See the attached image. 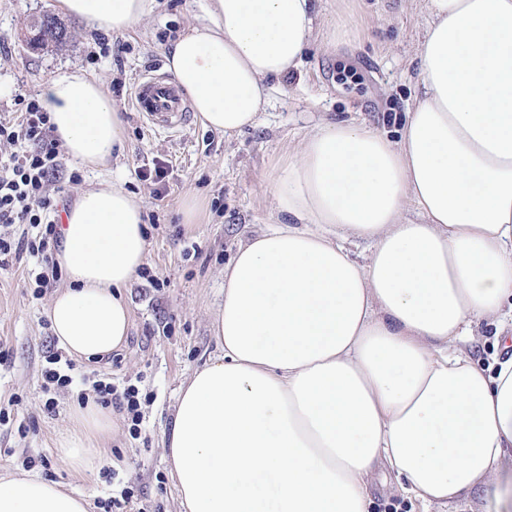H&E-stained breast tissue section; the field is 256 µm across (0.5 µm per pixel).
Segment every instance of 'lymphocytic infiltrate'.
<instances>
[{
  "label": "lymphocytic infiltrate",
  "instance_id": "obj_1",
  "mask_svg": "<svg viewBox=\"0 0 512 512\" xmlns=\"http://www.w3.org/2000/svg\"><path fill=\"white\" fill-rule=\"evenodd\" d=\"M81 180L79 172L65 166L45 101L20 97L16 116L0 118V266L13 256L40 258V272L28 280L34 296H42L62 278L54 260L59 193L62 183ZM91 388L96 402L124 411L130 435L139 434L142 413L135 385L120 388L103 377Z\"/></svg>",
  "mask_w": 512,
  "mask_h": 512
}]
</instances>
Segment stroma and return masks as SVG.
<instances>
[{"mask_svg":"<svg viewBox=\"0 0 512 512\" xmlns=\"http://www.w3.org/2000/svg\"><path fill=\"white\" fill-rule=\"evenodd\" d=\"M57 0H0V114L15 111L21 95L40 94L52 78L73 72L101 77L124 119V150L107 167L83 171L68 186L61 208L81 189L122 186L140 200L147 226L146 271L124 294L131 309L126 345L100 361H75L76 378L111 377L134 384L143 422L131 436L118 419L103 446L113 462L81 480L63 465L54 440L74 429L78 389L48 397L42 389L45 356L56 348L48 307L52 293L33 297L24 282V261L0 267V473L33 471L84 494L89 512L98 500L131 488L127 512H180L163 453L180 384L220 353L211 319L224 299V265L254 233L277 224L267 186L276 166L294 154L321 119L367 120L388 134L399 127L420 82L418 53L430 18L425 0H314L315 29L298 70L269 79L268 105L255 127L234 137L201 121L170 137L149 131L130 103L136 79L165 73L170 43L204 15L203 0H157L153 12L123 33H100L86 21L64 16L67 45L32 51L24 29L33 15L56 11ZM120 54L91 62L99 38ZM165 167L167 191L156 198L139 170ZM203 196L208 209L199 223H183L181 199ZM54 411H46L47 400Z\"/></svg>","mask_w":512,"mask_h":512,"instance_id":"obj_1","label":"stroma"}]
</instances>
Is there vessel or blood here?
<instances>
[{
    "mask_svg": "<svg viewBox=\"0 0 512 512\" xmlns=\"http://www.w3.org/2000/svg\"><path fill=\"white\" fill-rule=\"evenodd\" d=\"M132 106L154 132L175 133L192 119L181 91L162 74H145L135 81Z\"/></svg>",
    "mask_w": 512,
    "mask_h": 512,
    "instance_id": "vessel-or-blood-1",
    "label": "vessel or blood"
}]
</instances>
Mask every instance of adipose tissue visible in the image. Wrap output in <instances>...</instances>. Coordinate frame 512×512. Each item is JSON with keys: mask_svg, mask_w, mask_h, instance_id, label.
Here are the masks:
<instances>
[{"mask_svg": "<svg viewBox=\"0 0 512 512\" xmlns=\"http://www.w3.org/2000/svg\"><path fill=\"white\" fill-rule=\"evenodd\" d=\"M122 33L153 0H58ZM421 91L399 141L363 121L320 120L271 185L282 224L224 266L211 332L224 354L178 392L163 448L183 512H369L387 471L423 507L489 488L512 512V0H425ZM311 0H206L165 67L203 125L255 126L266 80L298 69ZM55 133L94 171L124 142L101 79L44 87ZM412 202L417 219L405 218ZM143 207L90 188L65 213L54 258L67 285L48 315L58 345L103 359L127 341L123 290L147 254ZM367 241L364 261L349 240ZM494 328L491 364L472 329ZM56 441L74 476L103 460L116 421L79 408ZM85 496L38 475L0 477V512H88Z\"/></svg>", "mask_w": 512, "mask_h": 512, "instance_id": "obj_1", "label": "adipose tissue"}]
</instances>
